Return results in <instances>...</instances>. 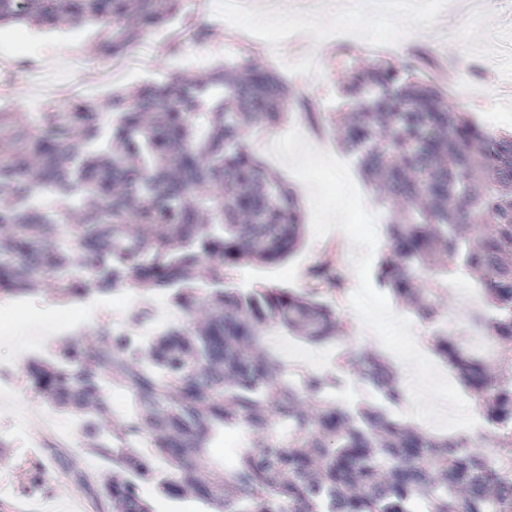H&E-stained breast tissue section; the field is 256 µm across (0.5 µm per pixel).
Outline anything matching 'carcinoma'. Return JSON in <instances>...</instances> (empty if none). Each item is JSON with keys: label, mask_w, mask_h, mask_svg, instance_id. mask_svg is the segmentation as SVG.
Here are the masks:
<instances>
[{"label": "carcinoma", "mask_w": 512, "mask_h": 512, "mask_svg": "<svg viewBox=\"0 0 512 512\" xmlns=\"http://www.w3.org/2000/svg\"><path fill=\"white\" fill-rule=\"evenodd\" d=\"M182 11V0H0V26L93 23L96 54L119 60ZM340 95L332 123L389 215L375 283L433 326L435 352L495 429L492 455L380 406L328 403L345 367L287 369L265 347L283 331L332 342L325 298L345 274L326 255L300 291L228 282L244 265L288 260L303 238L295 194L246 148L249 127L297 110L320 123L277 71L245 60L103 103L68 94L44 112L0 108V296L53 280L64 302L132 288L167 293L185 314L150 346L110 330L28 365L35 388L82 419L86 448L127 472L100 487L112 512H150L148 482L218 512H413L418 501L426 512H512V135L448 106L420 54L356 64ZM458 272L485 297L488 314L473 322L502 345L493 363L436 326ZM353 365L388 403L404 400L383 359L361 353ZM113 390L132 406L107 430ZM240 425L258 443L223 470L213 443Z\"/></svg>", "instance_id": "1"}]
</instances>
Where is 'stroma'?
<instances>
[{"label":"stroma","instance_id":"obj_1","mask_svg":"<svg viewBox=\"0 0 512 512\" xmlns=\"http://www.w3.org/2000/svg\"><path fill=\"white\" fill-rule=\"evenodd\" d=\"M225 0H184L187 19L208 27L202 39L185 40L177 53H169L171 31L164 28L149 33L133 46L122 63L92 69L99 29L92 25L36 27L7 25L0 28V66L25 59L35 67L19 83L0 97L16 112H40L60 93L83 92L105 100L116 91H131L165 81L178 73H200L243 59L277 70L298 97L315 104L328 117L341 108L338 87L352 66L360 60L379 57L395 59L411 50L431 55V73L441 77L456 67L462 57L473 64L470 78L478 93L461 101L451 83L443 88L450 103H465L475 120L493 132L512 130V0H413L406 13H386L384 0H359L355 7L339 5L323 16L319 27L299 26L293 38L305 53L316 54L324 62V76L312 83L287 44L269 35L242 30L241 23L224 10ZM468 25L460 27L457 17ZM298 129L305 138L334 156L343 153L333 126L309 125L294 114L276 128L253 127L246 138L248 148L275 170L300 196L307 198L306 186L279 160L271 158L263 141ZM338 250L349 288H356L352 263L353 246L341 230L321 239L304 231L300 250L279 267L250 266L231 273L234 284H278L287 288L305 285L307 268L323 252ZM23 304L25 318L50 319L58 304L52 288H44L23 300H0V352L8 353L17 344L16 304ZM332 304L344 328L334 345L339 353H359L369 345L362 333V322L349 306L348 295ZM71 411L47 403L33 388L27 372L15 379L13 406L0 410V436L9 446L0 450V512H42L52 500L75 499L81 512H109L107 501L97 491L110 470L107 460L89 454L80 441L69 439L54 425L55 419L70 420ZM72 463L84 475L76 482L64 465ZM42 479L33 483L30 471Z\"/></svg>","mask_w":512,"mask_h":512}]
</instances>
